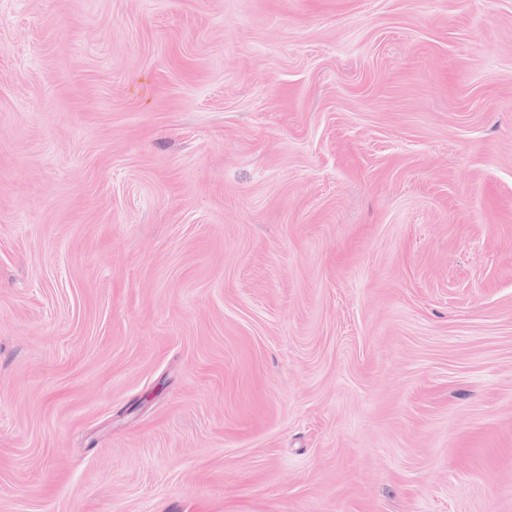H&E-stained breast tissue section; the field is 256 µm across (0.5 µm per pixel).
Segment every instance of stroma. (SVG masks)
Here are the masks:
<instances>
[{
	"instance_id": "obj_1",
	"label": "stroma",
	"mask_w": 512,
	"mask_h": 512,
	"mask_svg": "<svg viewBox=\"0 0 512 512\" xmlns=\"http://www.w3.org/2000/svg\"><path fill=\"white\" fill-rule=\"evenodd\" d=\"M0 512H512V0H0Z\"/></svg>"
}]
</instances>
